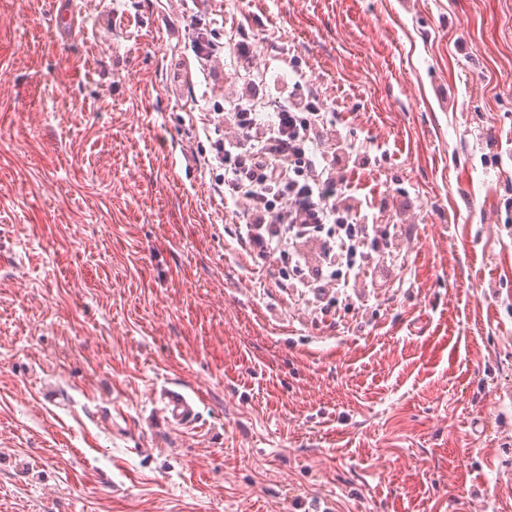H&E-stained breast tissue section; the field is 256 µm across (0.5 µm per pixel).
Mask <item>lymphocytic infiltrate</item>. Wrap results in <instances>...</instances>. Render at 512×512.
<instances>
[{
  "label": "lymphocytic infiltrate",
  "instance_id": "lymphocytic-infiltrate-1",
  "mask_svg": "<svg viewBox=\"0 0 512 512\" xmlns=\"http://www.w3.org/2000/svg\"><path fill=\"white\" fill-rule=\"evenodd\" d=\"M191 43L200 67L227 53L238 71L239 88L220 114L224 131L204 163L223 170L219 192L243 207L241 246L280 261L278 287L313 295L329 314L327 299L354 290L379 220L349 202L351 187L329 138L333 113L310 90L279 99L264 118L268 82L252 63L247 34L225 42L195 18Z\"/></svg>",
  "mask_w": 512,
  "mask_h": 512
}]
</instances>
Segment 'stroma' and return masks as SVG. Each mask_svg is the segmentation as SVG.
Returning a JSON list of instances; mask_svg holds the SVG:
<instances>
[{"label":"stroma","mask_w":512,"mask_h":512,"mask_svg":"<svg viewBox=\"0 0 512 512\" xmlns=\"http://www.w3.org/2000/svg\"><path fill=\"white\" fill-rule=\"evenodd\" d=\"M76 3L0 0V512H512V0ZM193 13L362 148L392 254L335 319L199 162ZM75 0H49L48 22L57 41H68L76 26V16L73 10ZM159 400L166 422L176 428H195L197 400L191 393L179 387L163 388Z\"/></svg>","instance_id":"1"}]
</instances>
